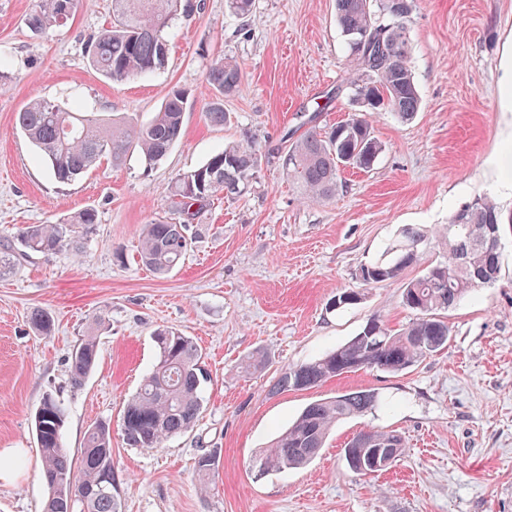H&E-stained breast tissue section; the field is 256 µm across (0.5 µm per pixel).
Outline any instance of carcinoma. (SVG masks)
Here are the masks:
<instances>
[{"instance_id":"cac0c4a2","label":"carcinoma","mask_w":512,"mask_h":512,"mask_svg":"<svg viewBox=\"0 0 512 512\" xmlns=\"http://www.w3.org/2000/svg\"><path fill=\"white\" fill-rule=\"evenodd\" d=\"M77 4L78 0H39L37 9L26 17V26L36 35H46L65 23ZM188 8L182 0H112V25L86 45L90 67L114 83L165 67L168 30ZM380 11L389 18L385 25L375 21L370 0H336V21L349 56L367 72V79L352 87V101L358 110L351 118L324 134L309 129L284 152L283 167L312 198L333 197L341 169L366 171L383 153L370 113L388 109L408 122L419 112L420 95L410 65L406 26L409 0H380ZM205 74L216 100L204 118L222 126L227 120L224 98L239 91L242 73L236 63L216 57L206 65ZM187 103L185 92L174 88L152 119L139 124L126 118L105 121L93 112L34 99L16 113L15 124L47 163L55 182L67 184L103 158L112 160L114 166L123 165L132 149L138 150L148 166L161 160L181 138ZM258 162L259 149L248 138L224 146L203 165L178 175L172 193L181 220L145 226L139 253L142 264L159 276L171 273L191 248L189 225L218 196L246 194ZM95 224V211L84 209L53 224L25 225L15 236L17 244L0 248V275L31 253L52 255L78 248L81 240L93 233ZM505 224H512V213L505 214L486 197L457 210L443 228L448 240L445 259L403 289L401 304L416 313L414 322L392 334L372 319L331 353L286 369L273 389L313 388L351 369L398 373L447 349L450 329L440 312L497 280L500 258L488 243L500 237ZM421 237L417 229L403 230L401 240L385 255L360 268L359 280L367 285L397 278L418 259ZM30 319L36 332L51 335L53 320L48 312L37 309ZM108 325L106 317L98 316L94 327L73 346L68 358L72 385H82L96 368L98 331ZM153 337L158 350L156 364L121 418L124 440L132 448H158L168 438L192 428L202 409L204 387L210 382L202 354L190 337L172 327L157 328ZM376 403L374 392L362 390L308 404L257 459V475L305 466L324 447L337 422L363 416ZM34 422L49 489L44 512H122L112 471L111 423H95L86 433L80 456L74 459L62 445L64 411L53 395L43 397ZM343 452L348 467L366 475L391 467L405 454V444L394 430H367L353 436ZM217 466L216 449L197 457L195 472L202 485L215 476Z\"/></svg>"}]
</instances>
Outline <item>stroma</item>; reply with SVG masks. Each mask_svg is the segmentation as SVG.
Segmentation results:
<instances>
[{
  "instance_id": "stroma-1",
  "label": "stroma",
  "mask_w": 512,
  "mask_h": 512,
  "mask_svg": "<svg viewBox=\"0 0 512 512\" xmlns=\"http://www.w3.org/2000/svg\"><path fill=\"white\" fill-rule=\"evenodd\" d=\"M190 2L193 11L169 31L167 66L112 83L85 55L87 40L112 21L111 0H80L45 38L25 24L38 0H0V55L11 75L0 91V241L79 210L99 216L80 252L33 255L0 276V450L13 461L12 481L0 482V512H42L34 415L49 393L66 409L70 454L94 423L110 422L122 512H512V226L502 229L495 284L447 311L445 351L398 374L361 369L306 390H272L285 368L325 356L370 319L394 332L413 322L400 303L404 284L444 259L441 228L452 213L479 196L512 210V181L499 166L512 160V112L501 102L512 72V0H413L418 115L376 114L384 152L369 171L341 172L335 196L319 202L287 174L280 152L353 111L348 88L363 73L348 57L335 0H254L247 19L226 0ZM216 56L243 74L238 94L224 101L223 127L202 115L215 97L205 66ZM176 87L188 96L183 136L150 167L133 151L121 167L105 159L60 185L15 125L35 98L145 123ZM245 135L261 151L249 192L206 207L189 229L184 264L155 276L137 250L145 224L178 221L175 176ZM407 227L423 233L418 261L398 279L361 285V265ZM346 288L360 291V303L333 309ZM37 309L53 316L51 335L32 328ZM101 314L110 325L98 365L73 388L68 353ZM160 326L193 339L211 381L192 429L158 448H132L120 421L155 363ZM259 348L269 354L265 369L241 372ZM358 390L378 394L375 412L339 422L306 467L256 476L254 460L306 405ZM368 428L397 431L406 452L363 476L348 468L343 448ZM213 448L219 468L204 491L194 462Z\"/></svg>"
}]
</instances>
